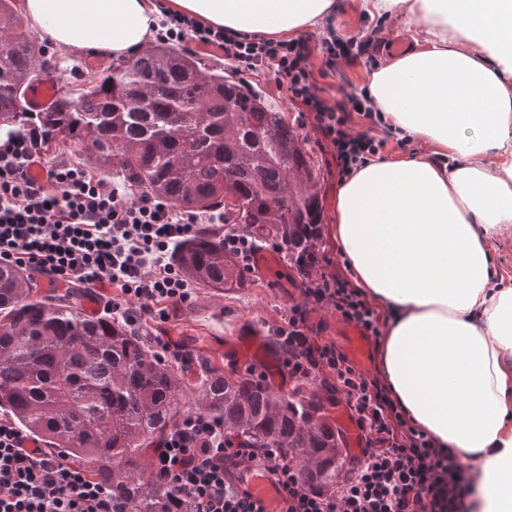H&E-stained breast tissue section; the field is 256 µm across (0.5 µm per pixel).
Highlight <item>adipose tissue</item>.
Wrapping results in <instances>:
<instances>
[{
  "label": "adipose tissue",
  "mask_w": 512,
  "mask_h": 512,
  "mask_svg": "<svg viewBox=\"0 0 512 512\" xmlns=\"http://www.w3.org/2000/svg\"><path fill=\"white\" fill-rule=\"evenodd\" d=\"M43 39L112 59L163 16L264 38L313 29L335 0H24ZM419 26L421 47L372 72L397 136L433 158H374L340 188L335 233L355 285L387 315L378 371L414 427L479 473L481 512H512V0H362Z\"/></svg>",
  "instance_id": "obj_1"
}]
</instances>
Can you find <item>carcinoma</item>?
Instances as JSON below:
<instances>
[{
  "label": "carcinoma",
  "mask_w": 512,
  "mask_h": 512,
  "mask_svg": "<svg viewBox=\"0 0 512 512\" xmlns=\"http://www.w3.org/2000/svg\"><path fill=\"white\" fill-rule=\"evenodd\" d=\"M0 38V134L31 132L47 154L88 141L112 185L178 209L222 212L224 223L277 247L310 275L322 246L312 158L251 85L159 43L135 59L87 69L54 106L30 112L27 94L39 80L32 64L42 48L14 0H0ZM146 84L157 93L134 104L131 90ZM177 259L206 287L243 282L219 238L187 240ZM35 287L25 270L0 268V410L112 488L122 512H178L140 459L149 440L177 424L190 393L224 424L297 460L306 486H336L343 439L315 392L284 398L249 371L226 377L208 366L191 388L184 367L158 358L122 320L87 314L83 290L38 298Z\"/></svg>",
  "instance_id": "cac0c4a2"
}]
</instances>
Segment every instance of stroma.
Masks as SVG:
<instances>
[{
    "label": "stroma",
    "mask_w": 512,
    "mask_h": 512,
    "mask_svg": "<svg viewBox=\"0 0 512 512\" xmlns=\"http://www.w3.org/2000/svg\"><path fill=\"white\" fill-rule=\"evenodd\" d=\"M338 4L332 23L340 38H364L377 27L381 28L385 40L410 38L402 20L368 16L361 9L360 0H338ZM306 37L311 47L312 69L319 74L317 85L322 97L333 103L365 88L370 66L357 61L342 66L334 74L321 76L324 32L317 29L307 32ZM224 67L234 78L254 85L278 106L285 120L296 130L303 148L312 156L318 171L317 189L325 226L323 249L314 273L318 276L347 275L346 264L330 231L334 222L333 203L340 186L330 153L320 144L312 127L303 123L298 110L276 91L271 75L249 72L231 61L225 62ZM260 253L271 260L272 266L248 273L243 288L221 292L196 286L190 304L170 310L168 322L144 323L141 333L152 339L176 342L190 353L192 362L210 361L225 374L256 368L266 374L270 389L283 396L299 387L315 390L325 416L333 425H341L342 421L350 419L351 411L345 396L332 392L334 379L331 375L319 373L299 381L281 374L282 352L275 329L284 324L293 304L303 302L306 280L271 247L261 248ZM308 324L318 344L335 346L357 367L376 373L377 341L374 337H366L364 349L358 354L350 344L353 326L343 322L334 311L314 308Z\"/></svg>",
    "instance_id": "obj_1"
}]
</instances>
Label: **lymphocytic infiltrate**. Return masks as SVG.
<instances>
[{
  "instance_id": "f902f5d3",
  "label": "lymphocytic infiltrate",
  "mask_w": 512,
  "mask_h": 512,
  "mask_svg": "<svg viewBox=\"0 0 512 512\" xmlns=\"http://www.w3.org/2000/svg\"><path fill=\"white\" fill-rule=\"evenodd\" d=\"M158 39L190 53L210 47L247 70L275 75L278 92L321 135L339 179L384 145L370 134L383 120L367 94L332 104L320 96L306 39L258 41L176 15ZM322 49L332 72L359 59L373 63L377 45L371 37L332 34ZM356 115L369 131L354 129ZM208 224L223 225L225 250L252 272L256 248L222 215L177 210L149 193L112 188L84 166L44 160L31 136L0 135V263L57 285L105 292L104 312L122 316L130 328L168 321L170 308L192 300L193 285L172 251ZM303 294L304 303L290 307L286 324L275 330L282 365L292 379L322 370L334 375L363 441L345 478L328 492L309 489L281 449L235 439L221 420L198 411L151 449L156 480L187 504V512H473L474 480L453 451L416 430L378 377L310 336L314 305L332 307L362 335L380 336V320L363 294L340 275L311 282ZM241 469L267 475L278 495L275 510L237 483ZM0 512H118V504L111 488L0 417Z\"/></svg>"
}]
</instances>
